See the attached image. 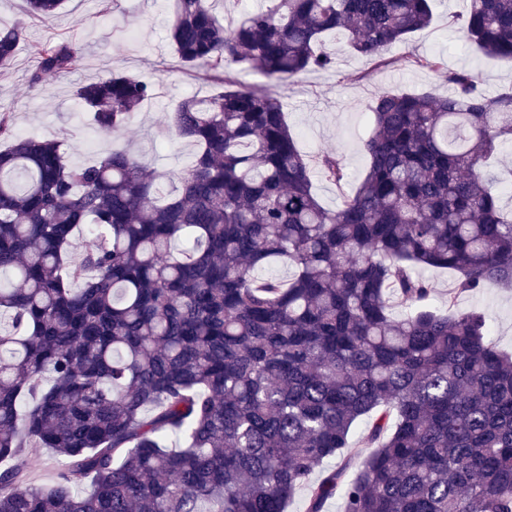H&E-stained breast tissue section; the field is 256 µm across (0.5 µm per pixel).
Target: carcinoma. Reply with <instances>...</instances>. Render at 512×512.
Listing matches in <instances>:
<instances>
[{"mask_svg":"<svg viewBox=\"0 0 512 512\" xmlns=\"http://www.w3.org/2000/svg\"><path fill=\"white\" fill-rule=\"evenodd\" d=\"M64 2L25 13L48 21ZM216 2L172 0L180 70L218 86L166 117L196 147L182 172L121 148L77 164L0 112V512H286L301 488L304 512L335 497L344 512H512V357L489 313L453 310L459 293L512 288L491 166L512 143V88L490 96L475 70L411 56L448 94L377 93L365 176L327 208L311 167L337 185L343 164L298 148L276 88L327 68L334 33L386 66L433 0H268L230 28ZM458 33L512 60V0H469ZM25 35L0 28V68ZM33 52L38 87L81 48ZM154 91L113 74L75 96L107 134ZM81 230L95 242L77 253ZM277 262L288 280L264 273ZM419 267L459 274L447 311ZM43 450L58 472L36 484L12 461Z\"/></svg>","mask_w":512,"mask_h":512,"instance_id":"carcinoma-1","label":"carcinoma"}]
</instances>
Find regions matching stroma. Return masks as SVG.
I'll return each mask as SVG.
<instances>
[{
  "mask_svg": "<svg viewBox=\"0 0 512 512\" xmlns=\"http://www.w3.org/2000/svg\"><path fill=\"white\" fill-rule=\"evenodd\" d=\"M468 7L469 0H434L430 26L415 33L409 43L388 48L390 63L381 69L350 53L343 37H330L327 46L334 55L333 66L280 87L288 125L300 149L311 157L335 152L347 173L339 185L314 177L315 193L324 206L336 207L341 194L354 191L365 174L364 142L372 130L369 105L376 93L396 88L447 93V82L411 65L410 55L436 54L449 68L478 69L482 87L490 94L512 86V61L478 60L459 41L456 20ZM23 8L22 0H0L1 24L20 19L26 23V39L18 45L13 64L0 69V112L12 114L18 135L60 140L76 163L100 158L117 139L151 170L179 171L189 165L193 146L169 140L159 121L181 98H204L212 88L197 76L177 71L168 38V0H66L60 13L47 22L24 17ZM46 39L76 42L82 54L69 72L35 90L28 83L37 66L31 47ZM113 73L136 74L156 84L154 96L115 139L97 131L91 114L75 97L79 85ZM419 274L433 286L429 303L434 309L452 304L459 310L487 311L492 317L491 340L501 352L512 354V290L489 286L457 293L452 300L448 293L457 286L453 273L423 268Z\"/></svg>",
  "mask_w": 512,
  "mask_h": 512,
  "instance_id": "stroma-1",
  "label": "stroma"
}]
</instances>
